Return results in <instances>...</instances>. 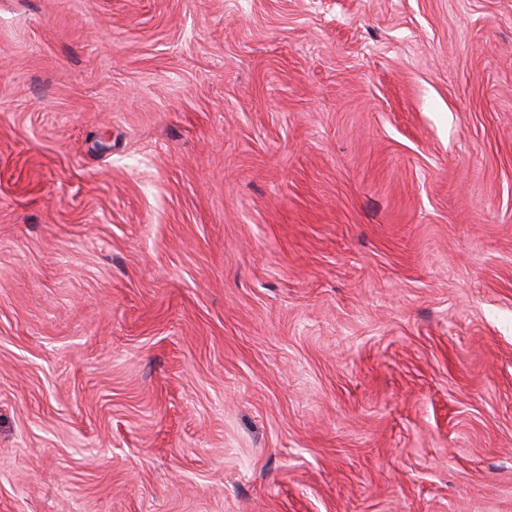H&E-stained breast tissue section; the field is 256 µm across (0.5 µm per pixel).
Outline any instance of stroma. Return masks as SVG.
<instances>
[{
	"mask_svg": "<svg viewBox=\"0 0 512 512\" xmlns=\"http://www.w3.org/2000/svg\"><path fill=\"white\" fill-rule=\"evenodd\" d=\"M0 512H512V0H0Z\"/></svg>",
	"mask_w": 512,
	"mask_h": 512,
	"instance_id": "obj_1",
	"label": "stroma"
}]
</instances>
